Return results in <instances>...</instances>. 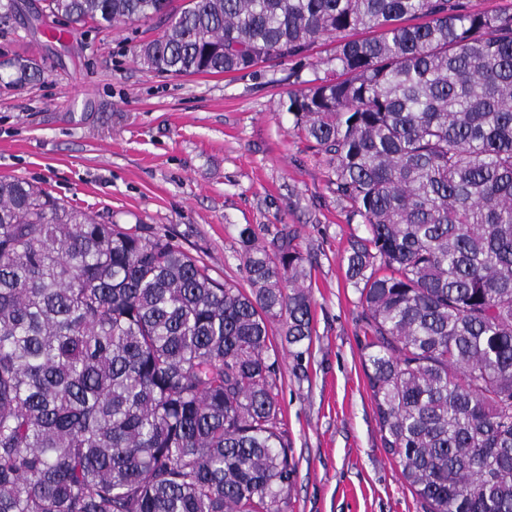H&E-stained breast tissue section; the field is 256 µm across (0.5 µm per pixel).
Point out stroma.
<instances>
[{
	"label": "stroma",
	"mask_w": 512,
	"mask_h": 512,
	"mask_svg": "<svg viewBox=\"0 0 512 512\" xmlns=\"http://www.w3.org/2000/svg\"><path fill=\"white\" fill-rule=\"evenodd\" d=\"M0 17V72L18 60L40 81L0 82V177H18L106 221L172 239L211 276L248 288L236 228L296 232L311 271L314 333L302 358L280 350L281 417L297 462L287 512H424L381 445L362 367L357 294L343 258L365 226L337 200L320 154L280 103L309 70L285 60L174 76L141 65L159 20L87 24L17 0Z\"/></svg>",
	"instance_id": "stroma-1"
}]
</instances>
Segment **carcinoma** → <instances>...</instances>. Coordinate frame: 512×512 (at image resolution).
Instances as JSON below:
<instances>
[{
  "instance_id": "1",
  "label": "carcinoma",
  "mask_w": 512,
  "mask_h": 512,
  "mask_svg": "<svg viewBox=\"0 0 512 512\" xmlns=\"http://www.w3.org/2000/svg\"><path fill=\"white\" fill-rule=\"evenodd\" d=\"M159 19L172 75L307 57L281 107L366 234L345 257L381 443L427 512H512V10L464 0H47ZM250 290L161 236L0 177V512H284L278 350L312 339L294 231L238 228Z\"/></svg>"
}]
</instances>
